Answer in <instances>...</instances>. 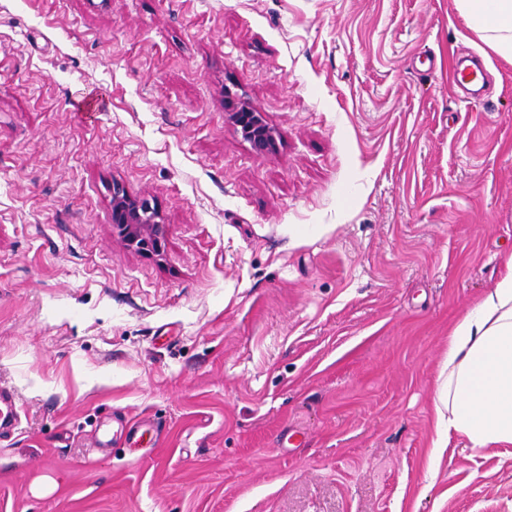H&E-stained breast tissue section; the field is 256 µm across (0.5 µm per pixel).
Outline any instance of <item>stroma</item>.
I'll return each mask as SVG.
<instances>
[{
    "instance_id": "stroma-1",
    "label": "stroma",
    "mask_w": 512,
    "mask_h": 512,
    "mask_svg": "<svg viewBox=\"0 0 512 512\" xmlns=\"http://www.w3.org/2000/svg\"><path fill=\"white\" fill-rule=\"evenodd\" d=\"M511 252L512 61L455 0H0V512H512V444L432 453ZM467 64L466 60H457L453 70V79L456 86L461 89L468 99H474L476 87L482 77V66L478 60H471ZM227 110L225 114L229 120L256 153L264 154L275 147L276 132L268 125L262 113L231 98L227 100ZM112 223L128 246L142 251H158L167 236L150 202L132 198L119 183L112 185ZM17 422V397L6 387L0 386V430Z\"/></svg>"
}]
</instances>
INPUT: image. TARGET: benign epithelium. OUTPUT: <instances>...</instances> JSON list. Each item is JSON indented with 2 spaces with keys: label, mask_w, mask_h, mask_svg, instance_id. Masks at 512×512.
Here are the masks:
<instances>
[{
  "label": "benign epithelium",
  "mask_w": 512,
  "mask_h": 512,
  "mask_svg": "<svg viewBox=\"0 0 512 512\" xmlns=\"http://www.w3.org/2000/svg\"><path fill=\"white\" fill-rule=\"evenodd\" d=\"M227 116L256 153L275 147L276 132L262 113L229 99ZM112 223L127 245L142 251H158L167 236V225L150 202L131 197L118 183L112 184Z\"/></svg>",
  "instance_id": "7a95c632"
}]
</instances>
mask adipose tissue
Wrapping results in <instances>:
<instances>
[{"instance_id":"adipose-tissue-1","label":"adipose tissue","mask_w":512,"mask_h":512,"mask_svg":"<svg viewBox=\"0 0 512 512\" xmlns=\"http://www.w3.org/2000/svg\"><path fill=\"white\" fill-rule=\"evenodd\" d=\"M469 27L497 55L512 58V0H456ZM435 410L434 447L465 439L472 451L512 444V255L503 271L448 332Z\"/></svg>"}]
</instances>
